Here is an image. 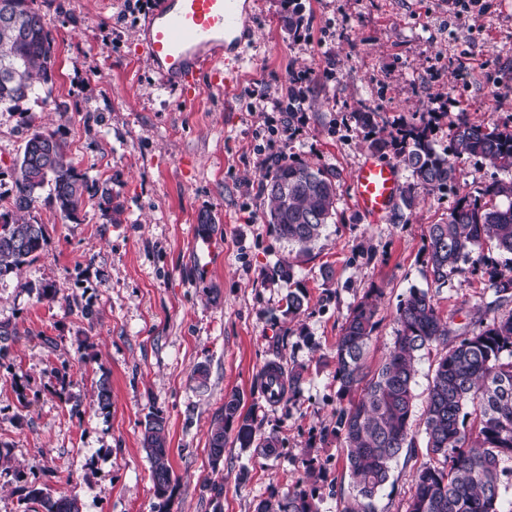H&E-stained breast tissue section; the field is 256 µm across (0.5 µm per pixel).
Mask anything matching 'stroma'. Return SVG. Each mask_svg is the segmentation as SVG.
<instances>
[{
	"instance_id": "stroma-1",
	"label": "stroma",
	"mask_w": 512,
	"mask_h": 512,
	"mask_svg": "<svg viewBox=\"0 0 512 512\" xmlns=\"http://www.w3.org/2000/svg\"><path fill=\"white\" fill-rule=\"evenodd\" d=\"M243 3L254 29L233 83L201 82L186 105L159 86L141 49L144 14L126 0L108 10L103 0L33 2L56 37L53 93L0 112V194L10 195L13 166L42 128L65 139L78 170L121 211L103 210L97 194L66 219L40 197L31 216L46 226L43 249L0 278V323L15 332L0 357V512H32L34 486L76 499L81 512H158L142 445L157 412L167 421L169 512H256L304 478L311 458L322 464L311 476L319 512H342L352 486L334 433L332 356L351 306L377 297L374 367L409 289L431 290L439 315L458 325L494 298L486 276L468 270L432 288L423 248L428 225L459 198L512 173L460 159L453 188L424 195L408 223H369L352 195L370 155L353 114L372 108L392 132L433 113L440 148L460 116L512 126V0H294L296 32L284 0ZM298 74L305 124L289 139L269 104ZM274 156L339 174L336 222L288 283L263 276L293 256L264 217ZM291 290L308 299L295 319L284 313ZM86 306L93 320L81 316ZM270 360L307 368L278 404L256 387ZM199 364L209 370L202 388L192 377ZM103 377L112 388L104 411L94 401ZM231 393L260 434L279 440V456H253L231 439L212 464L210 428ZM428 460L416 432L375 512H406Z\"/></svg>"
}]
</instances>
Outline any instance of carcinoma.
I'll return each mask as SVG.
<instances>
[{
  "instance_id": "1",
  "label": "carcinoma",
  "mask_w": 512,
  "mask_h": 512,
  "mask_svg": "<svg viewBox=\"0 0 512 512\" xmlns=\"http://www.w3.org/2000/svg\"><path fill=\"white\" fill-rule=\"evenodd\" d=\"M18 20L0 18V109L12 111L20 102L52 96L55 36L33 0H12ZM305 91L288 89V115L301 111ZM377 112L357 114L360 126L371 136L369 147L391 152L410 174L388 214L391 224H406L424 193L448 189L456 180V163L463 156L480 158L500 170L512 171V126L483 127L462 117L451 123L449 145L436 148L432 122L420 119L387 136L375 135ZM9 206L0 204V277L33 260L45 241V227L21 217L35 209L40 191L50 186L49 197L57 211L73 219L92 193L86 174L68 156L66 142L55 132L34 130L27 138L14 170ZM338 174L298 159H277L263 182L267 197L266 223L275 234L308 254L326 227L335 223ZM485 196L511 199L506 207L477 198L456 201L445 221L428 226L425 262L436 288L470 264L472 271L488 277L494 300L483 316L456 328L453 317L443 320L429 291L410 289L396 309L393 345L374 371L365 362L366 349L376 331L377 306L364 297L350 308L333 355L339 399L336 434L344 439L355 506L344 512H373L372 500L390 477L392 464L406 448L414 447L411 413L418 353L437 343L443 353L434 365L422 415L429 463L415 477V491L407 512H502V492L512 486V265L491 266L484 253L489 243L512 254V181H494ZM293 265L275 264L266 278L289 282ZM285 313L297 317L305 295L288 291ZM493 314L492 319L486 315ZM304 368L284 370L267 362L257 376L261 393L278 383L276 401L299 387ZM107 379L97 383L99 409L111 405ZM166 421L153 414L144 425L143 447L152 462L151 478L159 510L167 508L172 474L166 463ZM235 432L242 448L259 457L279 455L278 440L257 434L253 420L240 412V398L231 393L210 430L209 456L213 465L224 458L227 433ZM27 499L41 512H80L75 499L56 497L39 488ZM316 489L299 483L285 494L260 502L256 512H318Z\"/></svg>"
}]
</instances>
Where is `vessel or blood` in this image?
Listing matches in <instances>:
<instances>
[{
  "label": "vessel or blood",
  "instance_id": "obj_1",
  "mask_svg": "<svg viewBox=\"0 0 512 512\" xmlns=\"http://www.w3.org/2000/svg\"><path fill=\"white\" fill-rule=\"evenodd\" d=\"M248 29L239 0H157L146 18L143 50L160 83L186 94L203 75L212 86L223 85V58L238 52ZM400 184L396 166L366 160L353 184L357 208L369 222L381 221L394 205Z\"/></svg>",
  "mask_w": 512,
  "mask_h": 512
}]
</instances>
